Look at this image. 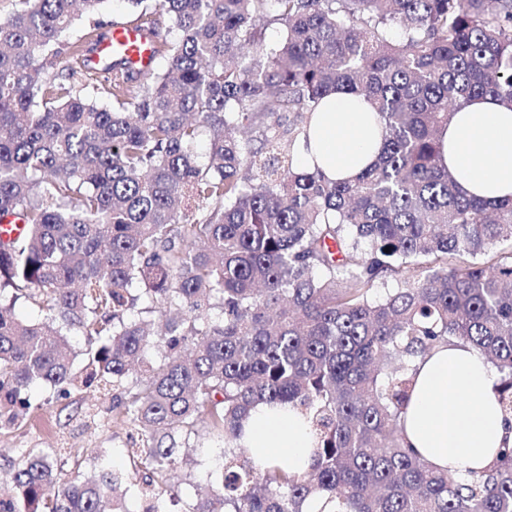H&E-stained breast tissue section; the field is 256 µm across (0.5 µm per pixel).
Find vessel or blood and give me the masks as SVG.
Wrapping results in <instances>:
<instances>
[{"label": "vessel or blood", "instance_id": "b4317fda", "mask_svg": "<svg viewBox=\"0 0 512 512\" xmlns=\"http://www.w3.org/2000/svg\"><path fill=\"white\" fill-rule=\"evenodd\" d=\"M159 44L151 28L135 21L110 25L88 57V67L97 75L109 77L110 61L118 57L133 70L150 71L158 58Z\"/></svg>", "mask_w": 512, "mask_h": 512}]
</instances>
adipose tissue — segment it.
<instances>
[{"label": "adipose tissue", "mask_w": 512, "mask_h": 512, "mask_svg": "<svg viewBox=\"0 0 512 512\" xmlns=\"http://www.w3.org/2000/svg\"><path fill=\"white\" fill-rule=\"evenodd\" d=\"M368 108L363 96L345 91L325 97L307 141L299 145L298 171L317 165L328 178H356L381 148ZM440 140L443 162L463 191L488 200L512 198V111L488 98L473 101L455 112ZM498 384L495 368L472 346L455 342L435 348L417 362L403 421L406 444L462 478L486 469L499 448L512 446ZM242 443L258 461L284 462L292 470L310 465L309 430L292 409L254 408Z\"/></svg>", "instance_id": "obj_1"}]
</instances>
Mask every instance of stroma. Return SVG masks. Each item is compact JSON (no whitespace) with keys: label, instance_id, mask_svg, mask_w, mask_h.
Returning a JSON list of instances; mask_svg holds the SVG:
<instances>
[{"label":"stroma","instance_id":"35a3bbf8","mask_svg":"<svg viewBox=\"0 0 512 512\" xmlns=\"http://www.w3.org/2000/svg\"><path fill=\"white\" fill-rule=\"evenodd\" d=\"M39 405L28 421L0 432V448H53L56 462L64 472H89L99 462L130 474L134 465L127 448V427L112 418L91 419L98 404L92 390L72 391L65 399L53 397L47 388L34 391Z\"/></svg>","mask_w":512,"mask_h":512}]
</instances>
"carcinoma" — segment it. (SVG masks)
I'll list each match as a JSON object with an SVG mask.
<instances>
[{
  "label": "carcinoma",
  "instance_id": "carcinoma-1",
  "mask_svg": "<svg viewBox=\"0 0 512 512\" xmlns=\"http://www.w3.org/2000/svg\"><path fill=\"white\" fill-rule=\"evenodd\" d=\"M105 2L0 16V221L25 225L0 242V430L30 416L33 385L98 390L152 470L79 478L0 448V512H128L131 491L160 512L194 464L175 433L199 424L222 447L188 512L315 496L325 512H512V447L463 484L402 430L415 362L454 340L498 370L512 421V200L462 194L439 143L477 98L512 111V0H153L180 38L161 68L115 60L102 85L85 58ZM338 88L364 95L384 140L353 181L290 158ZM20 299L40 319L17 318ZM260 404L303 415L308 470L240 457Z\"/></svg>",
  "mask_w": 512,
  "mask_h": 512
}]
</instances>
